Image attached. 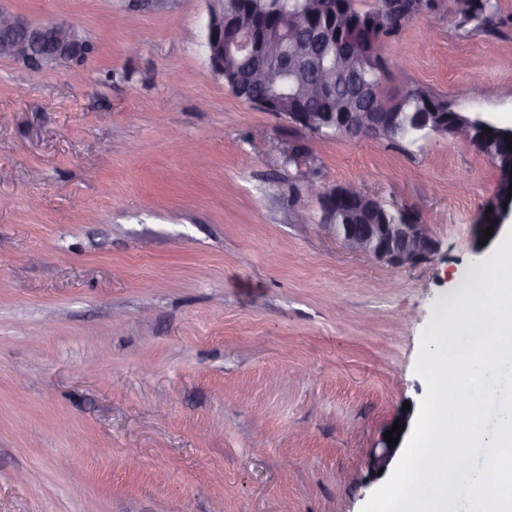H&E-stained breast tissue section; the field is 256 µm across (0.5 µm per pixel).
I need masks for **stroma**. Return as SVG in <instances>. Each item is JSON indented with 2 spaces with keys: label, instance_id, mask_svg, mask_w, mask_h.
<instances>
[{
  "label": "stroma",
  "instance_id": "stroma-1",
  "mask_svg": "<svg viewBox=\"0 0 512 512\" xmlns=\"http://www.w3.org/2000/svg\"><path fill=\"white\" fill-rule=\"evenodd\" d=\"M439 4L384 43L405 65L385 97L511 122L512 0L491 36ZM0 7L95 45L76 77L0 59V512H361L426 393L424 329L492 256L493 163L449 137L316 139L236 98L207 67L209 0ZM358 180L418 215L431 261L320 231L309 183ZM397 421L399 427H403L402 432L397 431L396 433H393L392 439H395L397 445L390 447V445H388V443L385 441V437L382 438L381 448H379V451H377L376 448L371 457V467L374 471L379 472L380 470L385 471L387 469L389 463L391 462L392 458L394 457L396 451L399 448V445L402 441L404 434L408 429L409 415H404L400 417Z\"/></svg>",
  "mask_w": 512,
  "mask_h": 512
}]
</instances>
